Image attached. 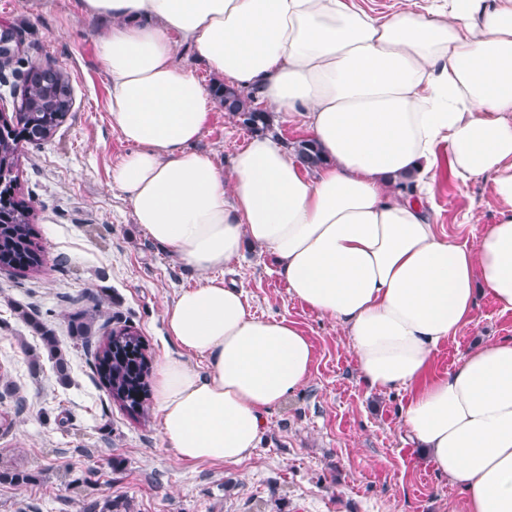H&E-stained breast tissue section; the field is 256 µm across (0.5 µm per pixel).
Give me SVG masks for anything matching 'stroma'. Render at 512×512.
I'll list each match as a JSON object with an SVG mask.
<instances>
[{
  "instance_id": "1",
  "label": "stroma",
  "mask_w": 512,
  "mask_h": 512,
  "mask_svg": "<svg viewBox=\"0 0 512 512\" xmlns=\"http://www.w3.org/2000/svg\"><path fill=\"white\" fill-rule=\"evenodd\" d=\"M0 23L18 33L20 52L62 70L73 105L54 138L23 145L18 192L35 206L47 251L37 275L0 270V380L15 394L0 399V471L21 470L24 484L0 483V512H87L112 500L132 512H463L465 492L440 477L427 454L403 438L408 391H378L361 378L347 337L293 298L274 254L246 245L223 272L251 312L287 319L310 340L305 385L270 410L251 458L238 463L179 460L162 442L161 420L128 416L93 373L91 355L71 338V298L93 296L110 326L142 335L152 366L181 350L164 308L198 274L178 263L135 224L113 169L133 146L109 123L110 83L98 54L108 24L82 14L78 0H0ZM214 107L196 143L221 167L250 139ZM440 231L475 245L497 213L490 183H466L442 170L429 202ZM471 322L437 348L431 372L447 373L475 347L512 338V311L478 292ZM27 307L54 328L70 367L59 382L50 359L29 367L38 336L14 313ZM26 407L16 412L15 398Z\"/></svg>"
}]
</instances>
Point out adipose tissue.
<instances>
[{"label": "adipose tissue", "instance_id": "1", "mask_svg": "<svg viewBox=\"0 0 512 512\" xmlns=\"http://www.w3.org/2000/svg\"><path fill=\"white\" fill-rule=\"evenodd\" d=\"M80 8L111 22L98 41L109 120L134 147L112 182L150 238L201 275L164 310L186 353L157 371L165 446L187 462L250 458L265 414L309 378L308 338L250 313L219 275L248 240L341 328L370 387L410 391L402 427L466 491L465 512H512V340L430 373L438 346L471 321L477 285L512 311V0H406L385 17L352 0ZM180 43L305 127L317 173L271 133L227 170L195 150L214 100L177 61ZM444 161L461 182L491 180L498 218L475 245L439 232L426 207Z\"/></svg>", "mask_w": 512, "mask_h": 512}]
</instances>
